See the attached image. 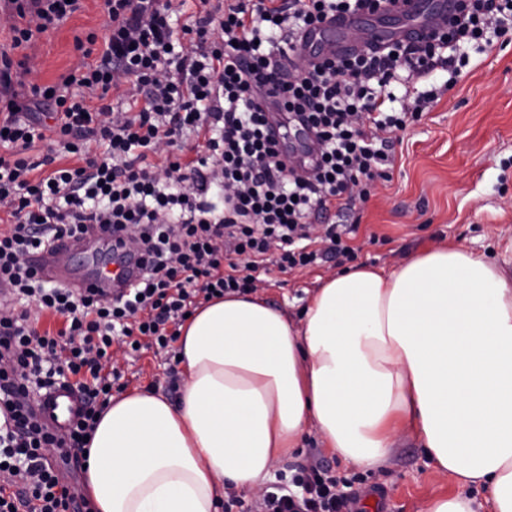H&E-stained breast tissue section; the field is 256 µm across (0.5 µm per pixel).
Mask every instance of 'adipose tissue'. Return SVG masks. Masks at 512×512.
Wrapping results in <instances>:
<instances>
[{"mask_svg": "<svg viewBox=\"0 0 512 512\" xmlns=\"http://www.w3.org/2000/svg\"><path fill=\"white\" fill-rule=\"evenodd\" d=\"M182 396L112 397L88 445L94 512H220L317 433L364 470L416 432L458 493L422 512H512V256L457 246L323 279L300 317L262 295L196 309L178 340Z\"/></svg>", "mask_w": 512, "mask_h": 512, "instance_id": "adipose-tissue-1", "label": "adipose tissue"}]
</instances>
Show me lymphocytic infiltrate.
Wrapping results in <instances>:
<instances>
[{"label":"lymphocytic infiltrate","mask_w":512,"mask_h":512,"mask_svg":"<svg viewBox=\"0 0 512 512\" xmlns=\"http://www.w3.org/2000/svg\"><path fill=\"white\" fill-rule=\"evenodd\" d=\"M174 0H106L103 36L52 84L32 82L27 49L79 0H0V285L21 310L0 311V512H82L66 481L84 456L120 374L112 349H167L200 301L256 291L268 261L304 268L351 256L344 232H317L331 210L386 178L396 132L437 102L413 82L468 65L470 51L512 34V0H462L459 16L419 43L319 60H278L326 17L384 0H200L179 25ZM314 135L298 174L268 133ZM49 154L29 155L37 143ZM97 227L114 248L135 240L140 280L114 297L44 277L31 256ZM58 319L38 329L41 315ZM70 385L86 398L65 436L30 406ZM303 496L289 494V485ZM320 465L298 467L249 505L226 512H352Z\"/></svg>","instance_id":"lymphocytic-infiltrate-1"}]
</instances>
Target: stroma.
Wrapping results in <instances>:
<instances>
[{"label":"stroma","mask_w":512,"mask_h":512,"mask_svg":"<svg viewBox=\"0 0 512 512\" xmlns=\"http://www.w3.org/2000/svg\"><path fill=\"white\" fill-rule=\"evenodd\" d=\"M106 17L105 0H81L67 22L37 35L29 52L39 63L38 80L51 83L66 73L79 56L75 36L102 33ZM430 81L445 91L418 122L397 132L388 180L377 181L367 200L325 218L357 225L349 241L353 257L333 256L289 272L268 265L259 291L271 302L294 314L321 279L345 268L390 269L407 255L448 243L491 256L512 240V37L471 53L457 76L439 70ZM119 364L126 389L152 388L178 401L174 351L144 349L120 356ZM315 462L336 476L343 492L377 498L379 512H421L429 499L458 491L409 431L400 435L389 462L374 471L348 467L312 434L290 464Z\"/></svg>","instance_id":"obj_1"}]
</instances>
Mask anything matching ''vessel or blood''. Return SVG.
<instances>
[{
  "instance_id": "vessel-or-blood-1",
  "label": "vessel or blood",
  "mask_w": 512,
  "mask_h": 512,
  "mask_svg": "<svg viewBox=\"0 0 512 512\" xmlns=\"http://www.w3.org/2000/svg\"><path fill=\"white\" fill-rule=\"evenodd\" d=\"M458 12V0H397L395 6L383 7L374 16L336 15L323 24L309 27L298 37V52L305 57H331L368 49L375 50L397 41L419 40L445 27ZM85 242L71 238L57 240L35 257L45 275L64 284L72 279L56 264L60 255L84 250ZM140 268L129 258L118 259L116 267L98 269L87 280L90 288L112 293L130 288L139 279ZM84 404L82 395L60 386L44 392L35 402L38 414L53 420L58 426H68Z\"/></svg>"
}]
</instances>
